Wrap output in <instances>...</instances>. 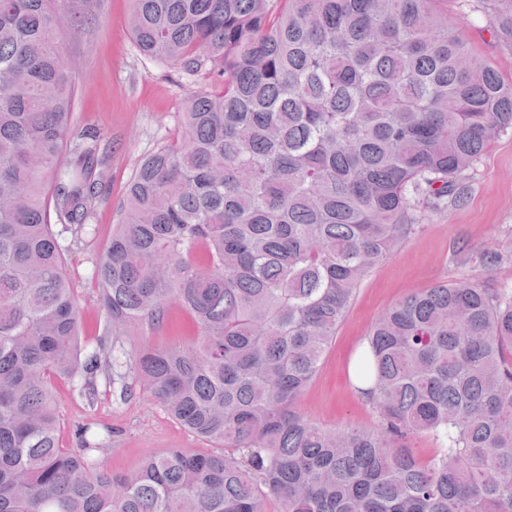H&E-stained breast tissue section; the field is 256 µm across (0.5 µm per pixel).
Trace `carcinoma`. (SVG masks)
Listing matches in <instances>:
<instances>
[{
    "label": "carcinoma",
    "mask_w": 512,
    "mask_h": 512,
    "mask_svg": "<svg viewBox=\"0 0 512 512\" xmlns=\"http://www.w3.org/2000/svg\"><path fill=\"white\" fill-rule=\"evenodd\" d=\"M131 2L139 48L208 87L139 162L94 276L106 330L175 304L195 339L85 352L62 234L106 172L94 134L69 138V0H0V512H512V290L437 284L376 320L355 381L381 428L296 407L362 278L464 201L512 85L442 0ZM488 5L512 39V0ZM100 373L213 449L117 476L89 428L62 447L55 382L91 402ZM421 434L441 441L425 459L402 444Z\"/></svg>",
    "instance_id": "cac0c4a2"
}]
</instances>
